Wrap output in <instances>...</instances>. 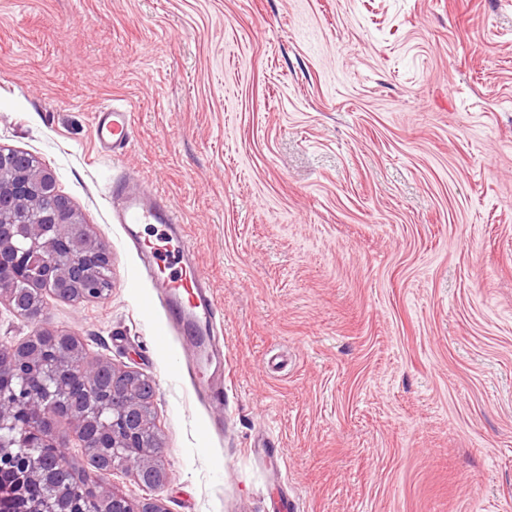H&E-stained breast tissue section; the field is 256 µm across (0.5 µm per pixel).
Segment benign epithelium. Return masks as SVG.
<instances>
[{
  "label": "benign epithelium",
  "instance_id": "7a95c632",
  "mask_svg": "<svg viewBox=\"0 0 512 512\" xmlns=\"http://www.w3.org/2000/svg\"><path fill=\"white\" fill-rule=\"evenodd\" d=\"M57 193L52 172L41 164L21 162L13 153L0 150V212L24 208L33 200L35 187ZM110 266V259L96 246L81 226L70 205H60L33 221L23 247L13 244L11 225H0V296L12 297L9 285L22 279L44 291L68 289L74 299L101 297L94 273ZM31 337L23 344L0 345V370L8 369L21 380L8 389L0 387V505L17 501L19 484L4 475L23 474L52 483L56 473L68 470V457L59 452L55 428L62 418L76 422L79 447L90 455L94 471L77 488L53 492L31 508V512H76L72 496L80 490L94 492L97 512H166L158 495L133 508L128 498L108 489L112 472L122 470L141 485L159 492L164 488L162 472L154 464L160 450L157 440L144 435L149 418L152 382L140 379L139 392L129 393L130 372L102 364L91 371L83 365L80 343L69 332L53 331L42 325L41 316ZM54 337L57 350L42 359L39 346L46 336ZM108 373L102 387L99 376Z\"/></svg>",
  "mask_w": 512,
  "mask_h": 512
}]
</instances>
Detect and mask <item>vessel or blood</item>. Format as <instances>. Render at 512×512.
<instances>
[{"label":"vessel or blood","mask_w":512,"mask_h":512,"mask_svg":"<svg viewBox=\"0 0 512 512\" xmlns=\"http://www.w3.org/2000/svg\"><path fill=\"white\" fill-rule=\"evenodd\" d=\"M135 120L126 105L101 107L93 116V138L100 153L118 156L134 138ZM112 219L126 230L143 224H162L166 233L154 243H140L145 269L154 281L157 297L171 323L193 336L197 348L195 393L214 405L224 403V361L214 340L219 308L208 282L195 270L185 246L180 213L164 200H149L147 190L129 179L112 186Z\"/></svg>","instance_id":"obj_1"}]
</instances>
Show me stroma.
<instances>
[{
    "label": "stroma",
    "mask_w": 512,
    "mask_h": 512,
    "mask_svg": "<svg viewBox=\"0 0 512 512\" xmlns=\"http://www.w3.org/2000/svg\"><path fill=\"white\" fill-rule=\"evenodd\" d=\"M0 149L110 257L44 322L154 381L167 512H512V0H0ZM127 170L215 294L223 409L144 309ZM135 120L126 105L103 106L93 116V138L100 153L113 158L126 152L134 138Z\"/></svg>",
    "instance_id": "35a3bbf8"
}]
</instances>
